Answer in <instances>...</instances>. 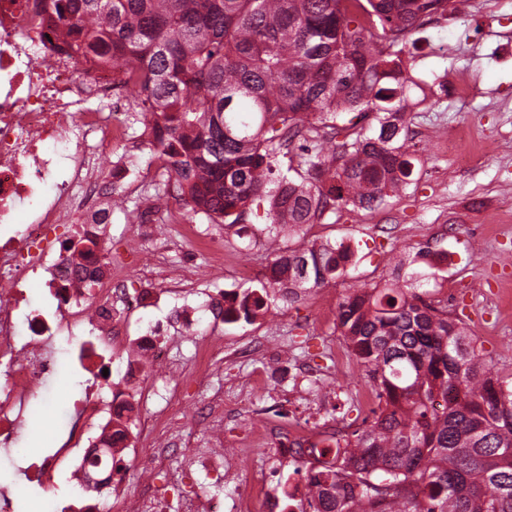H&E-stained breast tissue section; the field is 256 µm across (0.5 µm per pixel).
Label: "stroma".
<instances>
[{"label":"stroma","mask_w":512,"mask_h":512,"mask_svg":"<svg viewBox=\"0 0 512 512\" xmlns=\"http://www.w3.org/2000/svg\"><path fill=\"white\" fill-rule=\"evenodd\" d=\"M512 0H467L464 10L413 30L406 37L407 75L413 83L405 110L415 171L411 183L390 193L374 211L337 206L314 224L281 230V248H301L330 240L349 245L353 257L336 280L303 291L292 304L273 303L253 323H227L203 314L196 333L216 336L223 349L222 368L206 380L187 382L183 392L188 410L205 407L215 391L224 394V429L212 434L197 426L196 440L213 448L253 449L243 481L221 483L205 475L194 481L211 494L234 500L244 481H261L269 496L280 499L283 512H306V499L285 500L288 485L303 484L291 461L264 450L261 435L267 424L300 421L312 434L327 425L350 433L361 426L377 400L344 338L336 328L337 307L353 287L385 288L416 280L420 291L442 301L448 315L463 319L477 353L496 370L512 373ZM144 119L128 113L132 149L117 148L115 163L138 166L142 172L129 188L119 191V207L98 246L113 262L135 268L130 288H155L157 307L131 315L130 336L151 323L170 321L179 297L167 294L170 280L193 276L192 303H204L215 290L260 288L273 251L264 225L213 224L200 218L199 232L220 237L224 266L214 271L207 253L186 240V227L165 220L163 197L156 220L145 225L131 220L134 206H146L156 175L150 174L152 152L141 143ZM456 142L470 158L459 165L457 154L439 150L442 141ZM453 253L442 267L440 256ZM249 268L242 277L241 268ZM192 332V333H195ZM191 332L178 328L168 336L170 355L188 361L193 353ZM314 370L302 384L305 400L281 390L299 364ZM49 439L25 427L18 456L0 455V488L23 482V467L48 454Z\"/></svg>","instance_id":"1"}]
</instances>
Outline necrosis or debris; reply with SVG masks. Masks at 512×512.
Here are the masks:
<instances>
[{
  "label": "necrosis or debris",
  "mask_w": 512,
  "mask_h": 512,
  "mask_svg": "<svg viewBox=\"0 0 512 512\" xmlns=\"http://www.w3.org/2000/svg\"><path fill=\"white\" fill-rule=\"evenodd\" d=\"M133 86L114 81L105 61L75 54L51 0H0V448L16 449L31 399L57 373V346L84 376L72 410L85 428L61 440L25 469L41 490L42 512H161L152 488L129 489L116 462L137 456L129 439L113 441L117 415L137 419L142 439L170 430L166 412L134 413L128 390L146 365L169 371L168 328L155 323L129 339L126 315L154 306L145 289L112 285V258L72 252L64 227L96 240L110 217L112 183L127 178L112 168V143L125 134ZM45 280L32 293L34 278ZM135 344L121 381L103 376L117 351ZM184 470L230 478L246 452L219 454L180 444ZM278 452L329 461L336 450L315 444L305 424L288 428ZM172 473L177 512H273L262 486L232 504L207 492L181 491Z\"/></svg>",
  "instance_id": "1"
}]
</instances>
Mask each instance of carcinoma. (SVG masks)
<instances>
[{
    "label": "carcinoma",
    "instance_id": "carcinoma-1",
    "mask_svg": "<svg viewBox=\"0 0 512 512\" xmlns=\"http://www.w3.org/2000/svg\"><path fill=\"white\" fill-rule=\"evenodd\" d=\"M450 3L464 0H66L58 10L64 30L86 31L77 54L148 90L136 106L189 215L244 224L266 201L272 231L340 204L371 211L406 183L399 45ZM352 111L378 127L349 133L326 156L312 132L341 134L336 120ZM298 137L302 154L283 170ZM347 250L278 249L261 289L238 295L232 321L250 324L271 302L340 277ZM337 329L378 408L336 461H297L313 512H512V374L414 291L356 288L338 304Z\"/></svg>",
    "mask_w": 512,
    "mask_h": 512
}]
</instances>
